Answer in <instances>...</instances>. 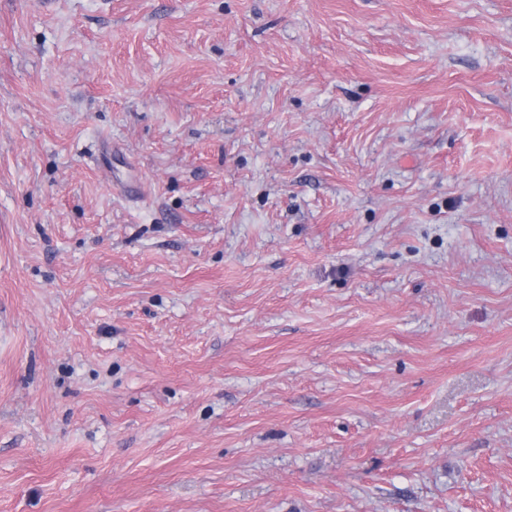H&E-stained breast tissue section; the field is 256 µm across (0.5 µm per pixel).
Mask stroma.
Returning a JSON list of instances; mask_svg holds the SVG:
<instances>
[{
    "mask_svg": "<svg viewBox=\"0 0 512 512\" xmlns=\"http://www.w3.org/2000/svg\"><path fill=\"white\" fill-rule=\"evenodd\" d=\"M0 512H512V0H0Z\"/></svg>",
    "mask_w": 512,
    "mask_h": 512,
    "instance_id": "1",
    "label": "stroma"
}]
</instances>
